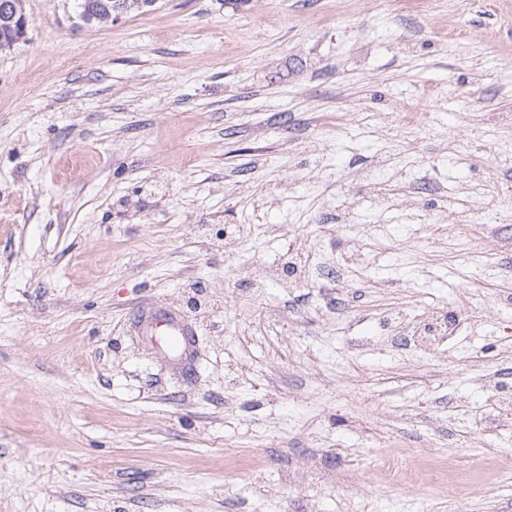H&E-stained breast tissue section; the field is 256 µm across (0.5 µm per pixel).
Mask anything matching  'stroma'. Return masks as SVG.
<instances>
[{
    "instance_id": "stroma-1",
    "label": "stroma",
    "mask_w": 512,
    "mask_h": 512,
    "mask_svg": "<svg viewBox=\"0 0 512 512\" xmlns=\"http://www.w3.org/2000/svg\"><path fill=\"white\" fill-rule=\"evenodd\" d=\"M26 8L0 51V512H512V480L374 470L512 454L460 367L487 348L512 377V0ZM464 215L481 238L449 236ZM291 251L307 279L254 288ZM443 303L473 323L436 355L381 321ZM155 307L194 372L136 328ZM114 1H119L122 13L125 14L147 12L152 9L156 2V0H76L80 17L88 23L102 27L99 18L106 14L104 5L113 4ZM113 11L117 16L122 14L118 8H114ZM149 330L164 327L168 330L167 336H173L178 346H182V350H185L190 344V340L187 336H191L190 333L181 327L176 317L171 314H157L151 318L148 322Z\"/></svg>"
}]
</instances>
